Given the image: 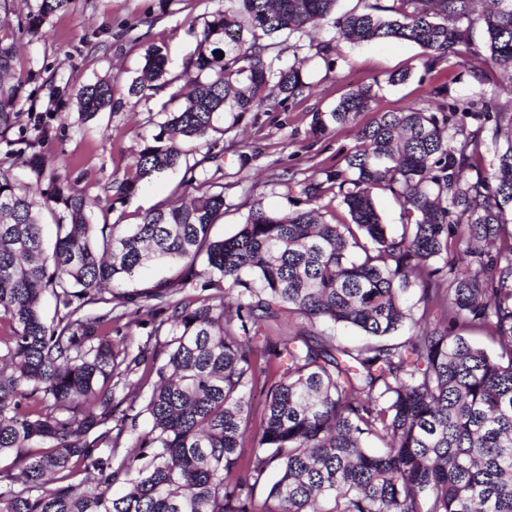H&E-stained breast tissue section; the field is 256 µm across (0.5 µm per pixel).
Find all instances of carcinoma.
Returning <instances> with one entry per match:
<instances>
[{
  "instance_id": "carcinoma-1",
  "label": "carcinoma",
  "mask_w": 512,
  "mask_h": 512,
  "mask_svg": "<svg viewBox=\"0 0 512 512\" xmlns=\"http://www.w3.org/2000/svg\"><path fill=\"white\" fill-rule=\"evenodd\" d=\"M336 2L224 0L170 79L162 48H148L127 98L176 89L159 132L112 184L115 195L130 197L168 170L218 162L211 137L225 113L311 90L306 49L327 61L334 41L393 39L419 46L429 70L468 56L512 76V0H492L480 14L478 0H399L392 16L382 0H366L333 17V41L304 44L307 25L332 17ZM72 4L37 0L16 17L14 0H0V31L37 38ZM477 23L482 54L472 42ZM15 55L0 37V317L9 326L0 336V455L22 463L20 478L0 475V512H257L260 485L273 504L266 512H512V241L502 237L512 214V100L482 88L478 65L471 73L480 88L466 100H447L440 85L434 112H379L358 130L345 167L287 182L308 207L254 204L235 234L217 239L224 192L206 180L197 195L161 204L138 224L92 223L95 202L42 151L55 110L37 107L28 80H9ZM377 94L372 85L351 89L312 115L311 133L354 120ZM75 99L87 118L122 106L110 78ZM26 103L29 127L12 138ZM486 139L495 148L489 172L476 165ZM189 145L207 152L192 162ZM17 151L29 152V176L47 182L38 200L12 173ZM375 190L401 203L400 234L388 232ZM330 196L342 199L349 221L322 219L315 204ZM43 210L57 227L49 254ZM464 229L465 248L434 265ZM149 263L178 266L175 279L128 289ZM414 284L421 319L437 314L438 326L390 342L412 318L405 302ZM197 285L216 294L196 307L173 298ZM46 290L56 300L50 324L40 308ZM115 298L127 314L150 316L164 341L120 348ZM290 316L300 319L295 332L266 334ZM322 323L352 326L367 340L341 346ZM475 331L500 351L475 346L466 336ZM256 390L265 394L257 424ZM143 415L149 426L139 431ZM128 428L131 444L117 462ZM370 437L385 447L370 451ZM40 445L47 451L28 454ZM92 468L102 475L97 486L67 482Z\"/></svg>"
}]
</instances>
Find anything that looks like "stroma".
Returning a JSON list of instances; mask_svg holds the SVG:
<instances>
[{"label":"stroma","instance_id":"obj_1","mask_svg":"<svg viewBox=\"0 0 512 512\" xmlns=\"http://www.w3.org/2000/svg\"><path fill=\"white\" fill-rule=\"evenodd\" d=\"M223 5L224 0H74L69 11L45 25L43 38L18 40L15 73L32 76L30 88L39 105L49 102L44 80H53L65 92L67 118L55 123L43 150L59 173L95 199L93 223H139L156 205L188 198L195 187L179 169L154 178L129 199L115 201L111 185L122 179L145 139L157 133L163 120L158 103L167 94L162 91L85 120L74 104L76 90L106 76L117 89H124L145 51L154 45L166 47L170 72H180L195 43L194 30L202 29L210 13ZM332 57L330 66L317 56L305 61L303 74L312 91L280 104L225 115L224 133L214 147L220 164L207 163L195 172L196 181L206 179L224 187V215L213 225V237L233 235L253 204L269 211L293 209L298 196L288 192L284 173L301 180L343 164L357 143L358 130L376 113L397 112L412 104L432 108L437 104L435 87L447 85L450 96L462 99L475 85L468 62L452 56L429 71L421 49L407 42L342 43ZM402 70L409 71V79L388 85V75ZM377 81L382 87L370 111L347 124H329L323 135H312L313 113L329 112L350 89Z\"/></svg>","mask_w":512,"mask_h":512}]
</instances>
